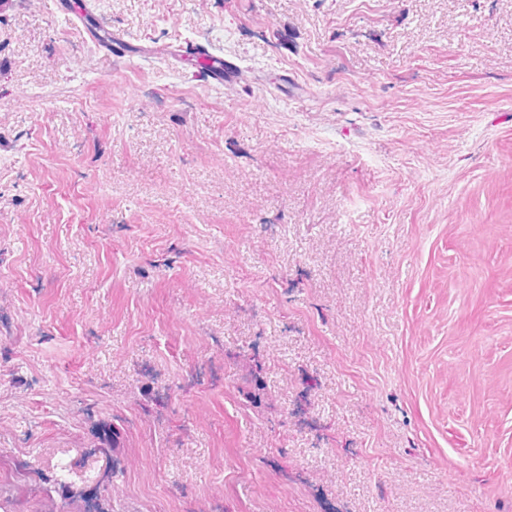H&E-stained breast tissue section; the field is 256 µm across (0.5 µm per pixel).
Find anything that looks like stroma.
Returning <instances> with one entry per match:
<instances>
[{
  "mask_svg": "<svg viewBox=\"0 0 512 512\" xmlns=\"http://www.w3.org/2000/svg\"><path fill=\"white\" fill-rule=\"evenodd\" d=\"M91 6L0 0L20 512L101 420L114 512H512V0Z\"/></svg>",
  "mask_w": 512,
  "mask_h": 512,
  "instance_id": "obj_1",
  "label": "stroma"
}]
</instances>
